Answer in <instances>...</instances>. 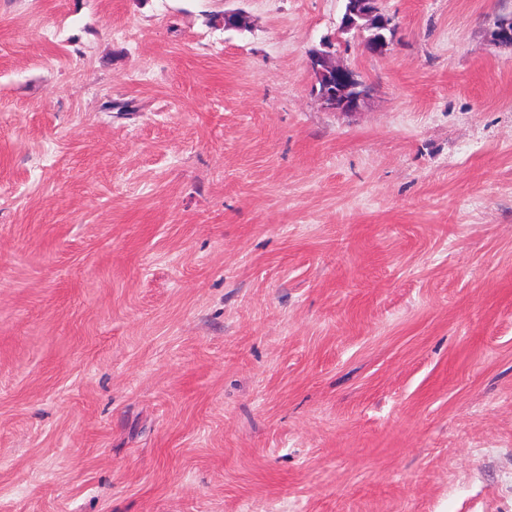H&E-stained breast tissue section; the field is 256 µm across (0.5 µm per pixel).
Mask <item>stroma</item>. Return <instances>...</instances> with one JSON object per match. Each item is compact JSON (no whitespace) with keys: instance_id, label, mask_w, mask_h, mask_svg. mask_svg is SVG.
Here are the masks:
<instances>
[{"instance_id":"obj_1","label":"stroma","mask_w":512,"mask_h":512,"mask_svg":"<svg viewBox=\"0 0 512 512\" xmlns=\"http://www.w3.org/2000/svg\"><path fill=\"white\" fill-rule=\"evenodd\" d=\"M379 6L0 0V512H512V0ZM349 8L341 19L339 30L341 33H351L360 36L364 50L370 55H380L389 44L393 35L394 27L392 18L385 15L378 4V0H345ZM377 28L386 30V34H378L377 38L367 41L365 29ZM316 68L327 70L331 75L342 78V83L336 91H327L319 94L324 105L334 112H356L364 103L369 94V87L361 76L353 69L337 64L330 52L315 50L309 57Z\"/></svg>"}]
</instances>
